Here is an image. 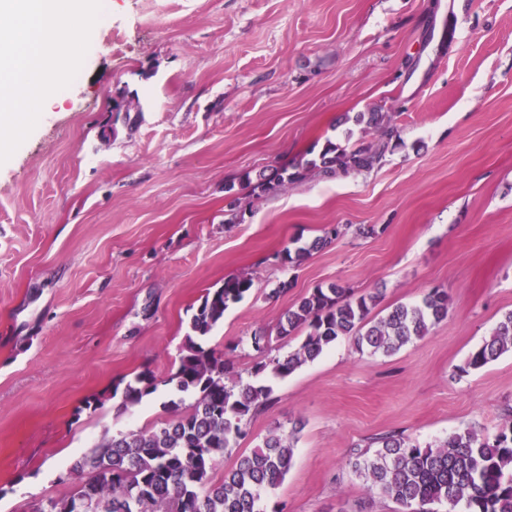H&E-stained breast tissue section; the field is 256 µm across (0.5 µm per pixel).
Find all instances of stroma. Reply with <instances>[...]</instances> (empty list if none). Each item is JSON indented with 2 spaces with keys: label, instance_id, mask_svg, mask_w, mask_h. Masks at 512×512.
<instances>
[{
  "label": "stroma",
  "instance_id": "obj_1",
  "mask_svg": "<svg viewBox=\"0 0 512 512\" xmlns=\"http://www.w3.org/2000/svg\"><path fill=\"white\" fill-rule=\"evenodd\" d=\"M121 96L134 123L112 115ZM376 107L400 133L381 167L241 194L225 223L228 179L360 139L353 118ZM331 228L301 264L276 260ZM234 276L253 288L203 345L243 373L254 332L320 286L378 294L375 319L443 288L448 316L394 355L344 336L272 380L215 477L299 418L268 505L401 512L354 451L394 430L424 447L494 435L512 352L456 370L512 311V0H103L77 77L0 165V512L69 494L104 433L172 418V386L124 412L114 392L167 377L201 297Z\"/></svg>",
  "mask_w": 512,
  "mask_h": 512
}]
</instances>
